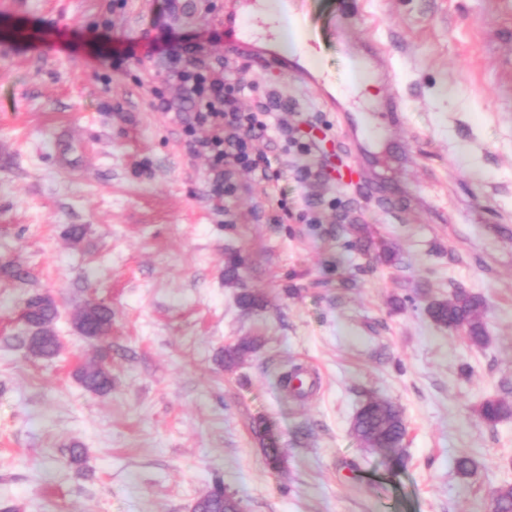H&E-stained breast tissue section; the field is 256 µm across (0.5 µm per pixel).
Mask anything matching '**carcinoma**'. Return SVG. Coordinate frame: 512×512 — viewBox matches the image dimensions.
I'll return each instance as SVG.
<instances>
[{
	"instance_id": "carcinoma-1",
	"label": "carcinoma",
	"mask_w": 512,
	"mask_h": 512,
	"mask_svg": "<svg viewBox=\"0 0 512 512\" xmlns=\"http://www.w3.org/2000/svg\"><path fill=\"white\" fill-rule=\"evenodd\" d=\"M426 312L435 324L445 328L453 323L464 324L465 338L473 346L483 347L489 342L490 336L483 321V300L476 294L435 298L427 304ZM56 317L57 306L51 297L34 294L26 299L23 311L26 335L23 342L33 355L42 359L59 356L63 345L51 329ZM76 326L88 339L96 359L77 369L75 377L87 390L107 394L112 391V368L109 356L101 348L104 347L102 339L112 330V311L103 304L88 303L77 315ZM256 349L254 340H241L225 347L224 368L232 370L238 367ZM301 374L302 368L295 367L283 377L284 387L299 397L304 395ZM476 412L483 421L496 423L512 416V402L505 397H486L477 404ZM352 430L365 447L386 452L390 468L405 467L401 448L407 429L397 406L378 398L365 400L356 411ZM255 434L263 446L268 465L280 469L285 462L283 449L279 448L268 426L257 424ZM493 503L495 512H512V484L496 489ZM191 512H241V506L222 484L215 483L194 501Z\"/></svg>"
}]
</instances>
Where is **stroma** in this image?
Here are the masks:
<instances>
[{"mask_svg":"<svg viewBox=\"0 0 512 512\" xmlns=\"http://www.w3.org/2000/svg\"><path fill=\"white\" fill-rule=\"evenodd\" d=\"M242 7L0 0V266L22 272L0 274V504L190 512L218 480L243 512H488L512 483V417L475 412L512 400V0H299L339 86L362 41L387 58L363 152L355 113L324 106L271 50L228 49L224 16ZM168 27L228 60L232 98L264 123L266 167L219 179L192 150L208 128L163 111L179 83L148 49ZM345 224L368 225L399 263L351 245ZM457 288L483 300L485 347L425 312ZM244 291L263 307L242 309ZM31 293L58 306L57 358L20 341ZM89 301L112 311L105 395L74 376L92 359L74 324ZM243 338L256 351L225 370V346ZM296 365L318 377L301 399L280 382ZM369 396L403 413L401 470L351 432ZM258 421L284 450L280 470ZM480 419L496 423L512 416V403L505 397H486L476 406ZM254 432L263 446L268 465L272 469L279 470L284 465L285 457L283 449L279 448L278 443L270 434L268 426L258 423Z\"/></svg>","mask_w":512,"mask_h":512,"instance_id":"stroma-1","label":"stroma"}]
</instances>
